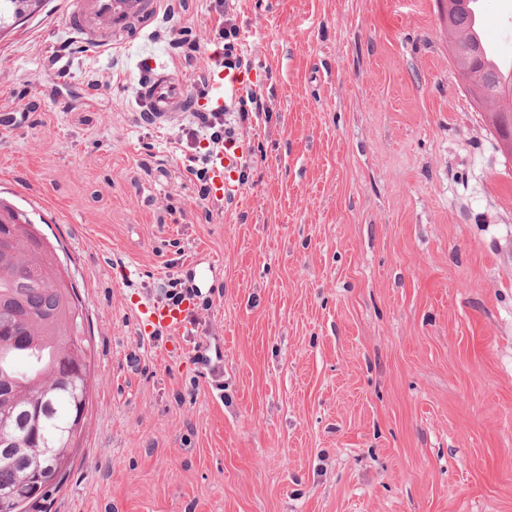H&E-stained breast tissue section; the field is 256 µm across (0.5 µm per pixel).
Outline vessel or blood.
<instances>
[{
    "label": "vessel or blood",
    "instance_id": "vessel-or-blood-1",
    "mask_svg": "<svg viewBox=\"0 0 512 512\" xmlns=\"http://www.w3.org/2000/svg\"><path fill=\"white\" fill-rule=\"evenodd\" d=\"M149 0H72L69 21L80 39L95 41L99 50H107L111 39H94L93 34L101 23H108L114 29H124L130 16L147 13ZM244 75L225 69L223 63L211 64L206 77L204 92L198 100H190L184 89L182 77L159 66L152 78L142 84L138 98L141 105L150 112L155 125L171 122L181 113L191 110L220 112L237 96ZM239 149L230 147L211 153L208 159L209 194L213 200L237 194L239 188L232 183L231 176L240 166ZM188 303L178 305L156 303L141 310V322L145 329L165 327L171 330L183 328Z\"/></svg>",
    "mask_w": 512,
    "mask_h": 512
}]
</instances>
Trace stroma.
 I'll use <instances>...</instances> for the list:
<instances>
[{"label":"stroma","instance_id":"35a3bbf8","mask_svg":"<svg viewBox=\"0 0 512 512\" xmlns=\"http://www.w3.org/2000/svg\"><path fill=\"white\" fill-rule=\"evenodd\" d=\"M99 54L64 0L0 31V203L79 289L96 351L72 468L32 512H512V157L437 0H155ZM271 114L200 199L188 96L223 21ZM70 65L59 75L56 55ZM186 325L144 333L170 281Z\"/></svg>","mask_w":512,"mask_h":512}]
</instances>
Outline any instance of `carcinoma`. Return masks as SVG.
I'll list each match as a JSON object with an SVG mask.
<instances>
[{"instance_id": "1", "label": "carcinoma", "mask_w": 512, "mask_h": 512, "mask_svg": "<svg viewBox=\"0 0 512 512\" xmlns=\"http://www.w3.org/2000/svg\"><path fill=\"white\" fill-rule=\"evenodd\" d=\"M452 2L448 34L455 49L453 65L472 69L483 103L490 107L487 122L511 134L512 74L506 77L485 61L484 43L468 26L471 0ZM39 3L0 0V17L10 23L23 20ZM54 264L53 256L31 239L0 238V328L23 337L0 349V418L10 422L0 435V450L13 448L16 455L14 465L0 466V489L13 486L25 473V449L31 447L26 434L28 409L39 412L47 445L72 457L66 428L85 395L72 386L69 372L79 362L87 364L92 344L85 335L84 318L70 319L77 308L74 288L48 273ZM45 495L43 490L24 501L0 498V512H30Z\"/></svg>"}]
</instances>
